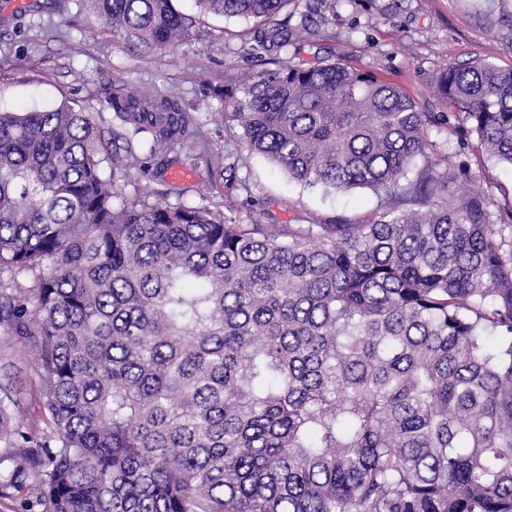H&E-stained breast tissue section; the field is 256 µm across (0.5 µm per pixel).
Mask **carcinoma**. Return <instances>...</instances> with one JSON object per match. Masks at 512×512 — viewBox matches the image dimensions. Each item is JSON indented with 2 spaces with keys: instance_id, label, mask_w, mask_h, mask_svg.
Masks as SVG:
<instances>
[{
  "instance_id": "obj_1",
  "label": "carcinoma",
  "mask_w": 512,
  "mask_h": 512,
  "mask_svg": "<svg viewBox=\"0 0 512 512\" xmlns=\"http://www.w3.org/2000/svg\"><path fill=\"white\" fill-rule=\"evenodd\" d=\"M132 55L165 51L171 0H85ZM275 16L289 0H194ZM288 23L244 47L263 60ZM445 112L340 62L231 88L220 124L312 190L394 198L365 222L228 224L206 203L123 201L103 166L191 134L176 96L113 87L101 112H0V330L35 353L46 428L9 426L20 512H512V210L432 128L512 167V72L435 78ZM112 135V152L104 133Z\"/></svg>"
}]
</instances>
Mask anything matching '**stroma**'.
Segmentation results:
<instances>
[{
    "mask_svg": "<svg viewBox=\"0 0 512 512\" xmlns=\"http://www.w3.org/2000/svg\"><path fill=\"white\" fill-rule=\"evenodd\" d=\"M192 20L189 37L173 49L126 53L111 28L90 15L84 0H0V109L40 110L63 103L107 111L113 82L179 97L189 103L204 135L175 150L139 148L113 179L122 198L172 205L212 202L236 224H326L359 221L390 204L385 193H313L251 151L239 128L217 126L219 99L202 85L231 86L259 70L240 49L254 21L200 12L194 0H173ZM292 33L288 53L363 69L395 83L427 112L440 111L433 80L448 63L490 59L512 70V0H373L370 10L336 0L335 11L310 13L308 0H291L278 15ZM429 160L469 163L492 200L494 213L512 208V168L460 147L448 132L431 129ZM426 160V161H429ZM426 161L408 173L416 179ZM20 393L12 423L30 434L45 426L40 382L24 346L0 333V382Z\"/></svg>",
    "mask_w": 512,
    "mask_h": 512,
    "instance_id": "stroma-1",
    "label": "stroma"
}]
</instances>
